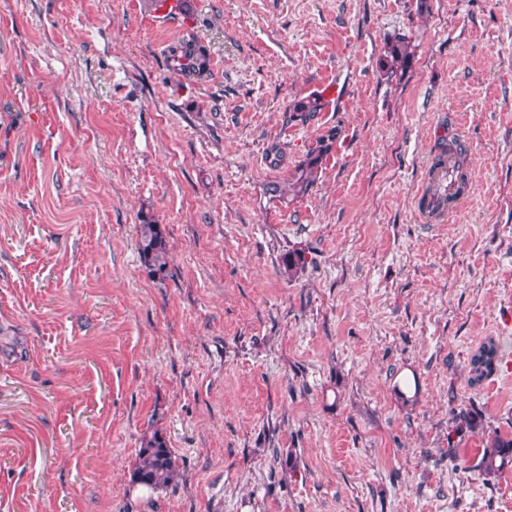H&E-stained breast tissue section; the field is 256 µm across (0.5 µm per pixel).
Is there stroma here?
Instances as JSON below:
<instances>
[{"instance_id": "35a3bbf8", "label": "stroma", "mask_w": 512, "mask_h": 512, "mask_svg": "<svg viewBox=\"0 0 512 512\" xmlns=\"http://www.w3.org/2000/svg\"><path fill=\"white\" fill-rule=\"evenodd\" d=\"M427 5L0 0V512H512V465L452 432L512 437V372L468 382L512 349V0ZM189 35L201 78L168 66ZM453 140L469 187L427 224ZM387 58H389L387 72L390 73V76L395 75L397 70H400L401 73L406 70L413 59V52L405 37H398L388 44ZM321 157V151H318L316 154L311 153L306 161L298 167L294 181L291 183L292 188L297 193H305L312 186ZM139 220L137 245L141 262L149 275L163 279L170 257L164 228L148 213H141ZM500 346L492 339L484 342L471 356L469 381L471 385H479L490 377L500 363ZM138 463L132 474L134 484L152 490L169 484L176 472V459L160 432H153L141 444Z\"/></svg>"}]
</instances>
